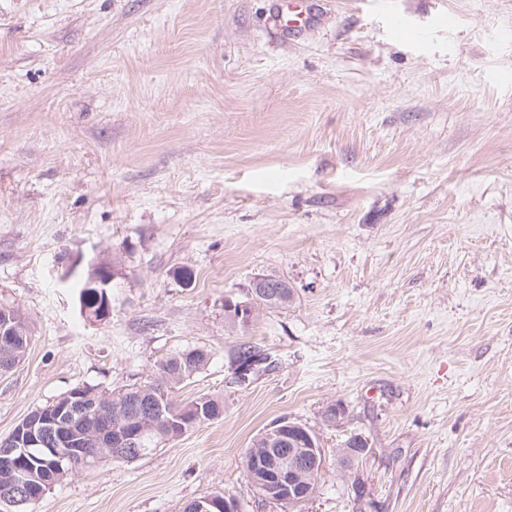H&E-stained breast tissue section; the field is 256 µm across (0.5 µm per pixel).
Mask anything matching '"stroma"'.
Here are the masks:
<instances>
[{"mask_svg":"<svg viewBox=\"0 0 512 512\" xmlns=\"http://www.w3.org/2000/svg\"><path fill=\"white\" fill-rule=\"evenodd\" d=\"M272 2L0 0V305L31 336L0 376V439L194 348L211 360L175 398L224 401L30 512L215 491L282 512L242 458L283 417L326 454L300 512H512V0H313L292 39ZM101 260L103 323L68 276ZM258 275L294 302L232 331L224 300ZM244 343L273 366L240 385ZM353 434L370 451L348 471Z\"/></svg>","mask_w":512,"mask_h":512,"instance_id":"35a3bbf8","label":"stroma"}]
</instances>
